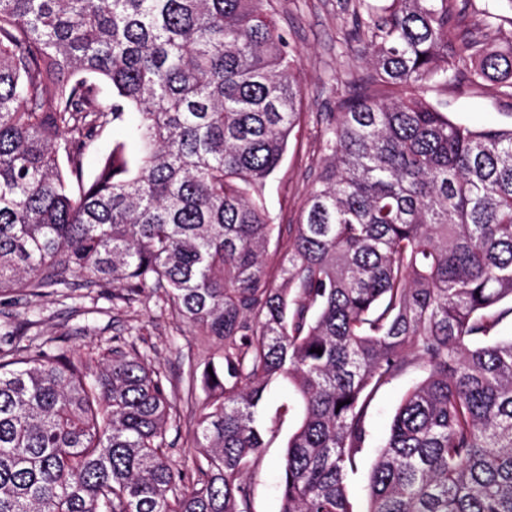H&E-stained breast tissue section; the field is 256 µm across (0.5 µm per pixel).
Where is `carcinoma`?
Here are the masks:
<instances>
[{
	"mask_svg": "<svg viewBox=\"0 0 512 512\" xmlns=\"http://www.w3.org/2000/svg\"><path fill=\"white\" fill-rule=\"evenodd\" d=\"M354 14L373 75L328 115L282 288L265 187L303 87L273 0H0V304L147 292L216 343L191 375L187 473L167 452L166 377L121 339L95 366L0 332V512H253L248 473L291 394L279 512H353L372 403L415 371L367 512H512V128L424 95L491 83L512 109V0Z\"/></svg>",
	"mask_w": 512,
	"mask_h": 512,
	"instance_id": "carcinoma-1",
	"label": "carcinoma"
}]
</instances>
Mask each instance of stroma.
I'll list each match as a JSON object with an SVG mask.
<instances>
[{
  "instance_id": "obj_1",
  "label": "stroma",
  "mask_w": 512,
  "mask_h": 512,
  "mask_svg": "<svg viewBox=\"0 0 512 512\" xmlns=\"http://www.w3.org/2000/svg\"><path fill=\"white\" fill-rule=\"evenodd\" d=\"M354 0H276L277 23L300 53L297 76L305 92V115L299 132L289 140L288 150L276 174L266 186V199L276 223H299L313 174L322 160L319 150L327 126L326 113L339 101L351 97L357 80L368 78L371 67L356 43L345 41L352 26ZM426 97L442 105L450 119L476 125L507 126L512 115L498 104V93L490 88L459 94L452 88L427 89ZM41 314L37 324H27L25 313ZM12 320L21 335L38 340L53 339L64 348L83 354L101 355L113 337L132 344L166 378V389L177 415L167 428L168 455L176 468L192 470L196 458L186 443L192 439L201 414L203 392L187 399L190 370L202 369L209 347L179 318L162 312L155 297L142 294L130 302L101 298L97 289L77 288L69 299L31 297L0 307V324ZM409 385L400 380L377 396L369 417L370 446L366 463L349 480L354 512L366 508L369 462L386 438L400 398ZM288 440L280 433L263 453L253 476L257 485L253 512H279L280 465Z\"/></svg>"
}]
</instances>
